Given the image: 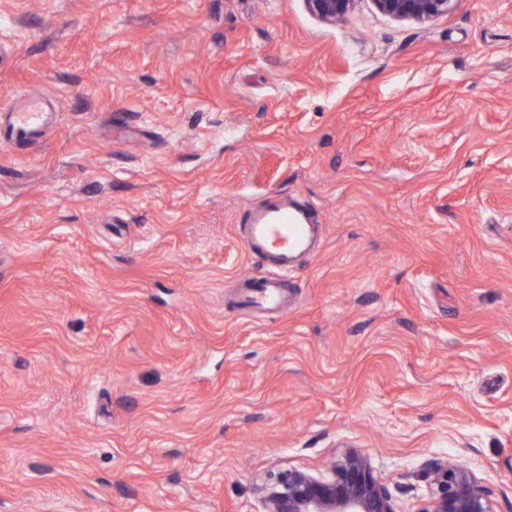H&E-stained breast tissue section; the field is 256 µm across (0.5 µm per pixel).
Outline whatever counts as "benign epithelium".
<instances>
[{"instance_id": "obj_1", "label": "benign epithelium", "mask_w": 512, "mask_h": 512, "mask_svg": "<svg viewBox=\"0 0 512 512\" xmlns=\"http://www.w3.org/2000/svg\"><path fill=\"white\" fill-rule=\"evenodd\" d=\"M324 22L344 17L354 0H305ZM398 20L426 21L445 15L455 0H373ZM434 490L419 512H495L488 488L457 459L435 460L426 468ZM265 512H395L392 496L375 476L370 458L349 448L329 464V475L290 471L263 489Z\"/></svg>"}]
</instances>
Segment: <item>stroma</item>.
<instances>
[{"label":"stroma","instance_id":"35a3bbf8","mask_svg":"<svg viewBox=\"0 0 512 512\" xmlns=\"http://www.w3.org/2000/svg\"><path fill=\"white\" fill-rule=\"evenodd\" d=\"M0 512H262L362 449L396 512L456 457L512 512V0H0ZM314 207L291 309L237 226ZM310 12L324 22H336L351 9L354 0H305ZM456 0H373L376 9L398 20L426 21L448 14ZM26 104L21 110L10 112L9 122L0 135V146L23 141L33 137L44 125L46 108L44 98L39 94L29 93L25 96Z\"/></svg>","mask_w":512,"mask_h":512}]
</instances>
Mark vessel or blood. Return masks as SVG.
Wrapping results in <instances>:
<instances>
[{
  "label": "vessel or blood",
  "instance_id": "1",
  "mask_svg": "<svg viewBox=\"0 0 512 512\" xmlns=\"http://www.w3.org/2000/svg\"><path fill=\"white\" fill-rule=\"evenodd\" d=\"M25 100L24 108L12 111L6 128L0 132V146L29 139L44 125L43 97L30 93ZM320 233L313 211L284 197L249 212L243 220L242 245L253 258L273 263L277 273L244 280L241 310L287 309L284 276L293 270L298 256L312 251L313 241Z\"/></svg>",
  "mask_w": 512,
  "mask_h": 512
}]
</instances>
